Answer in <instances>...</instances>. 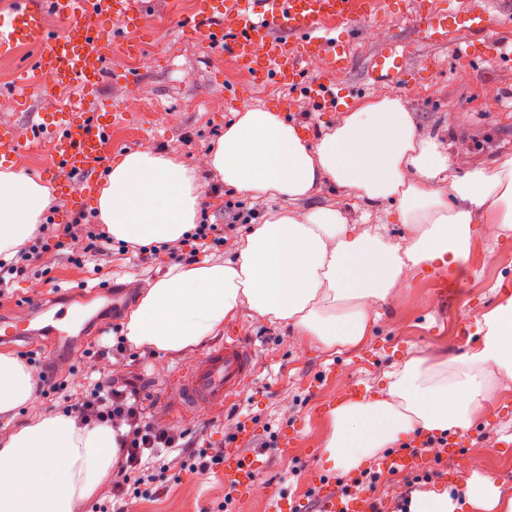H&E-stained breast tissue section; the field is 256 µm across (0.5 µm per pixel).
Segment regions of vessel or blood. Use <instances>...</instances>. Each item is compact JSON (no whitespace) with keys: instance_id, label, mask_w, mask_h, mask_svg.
<instances>
[{"instance_id":"obj_1","label":"vessel or blood","mask_w":512,"mask_h":512,"mask_svg":"<svg viewBox=\"0 0 512 512\" xmlns=\"http://www.w3.org/2000/svg\"><path fill=\"white\" fill-rule=\"evenodd\" d=\"M145 9V0H19L9 11L0 12V55H13L19 47L38 43L40 50L33 66L20 70L15 87L23 93L53 88L82 87V96L67 107L31 123V137L17 140L11 130L0 128V158L12 157L49 142L54 166L72 175L65 189L72 203H79L84 174L100 167L104 147L112 136V115L102 111L92 96L108 74L106 48L121 47L127 54L138 51L128 31L136 29ZM375 0H196L194 18L184 30L203 53L227 51L252 68L255 74L289 85H297L299 63L322 57L325 68L338 70L349 61L348 39L338 28L351 29L375 13ZM53 13L58 29L46 27L44 16ZM407 18L417 32L415 44L450 49L460 60L477 64L483 61L512 60V42L503 40L499 30L502 18L480 5L461 14L434 7L431 0H418ZM121 29H114L113 21ZM268 50L257 57L256 42ZM411 45L389 43L371 59L367 76L373 84L388 85L401 78ZM52 84H45V76ZM44 307L30 305L29 315L18 321L0 318V340L13 343L36 333ZM57 344L70 346L75 325L65 313H55L44 328ZM253 351L240 336H226L196 364L177 371L175 381L183 407H223L235 399L253 371ZM418 435L413 447L391 452L376 459L374 468L384 473L430 472L434 463L425 458L421 447L428 443ZM259 467L258 460L242 448L225 455L222 473L225 481L240 489L248 488ZM366 493L340 495L331 482L321 483L315 499V512H371Z\"/></svg>"}]
</instances>
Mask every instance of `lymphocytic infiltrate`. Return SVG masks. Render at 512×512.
Returning <instances> with one entry per match:
<instances>
[{"label":"lymphocytic infiltrate","mask_w":512,"mask_h":512,"mask_svg":"<svg viewBox=\"0 0 512 512\" xmlns=\"http://www.w3.org/2000/svg\"><path fill=\"white\" fill-rule=\"evenodd\" d=\"M67 234L80 240V248L71 255L75 266L88 261H101L111 254V235L92 224L87 215L75 217L66 227ZM37 387L60 396L62 413L73 416L78 422H100L119 429L120 474L110 492L116 498L135 497L139 494L142 474L154 470H167L166 459L175 454L192 461L196 470L205 472L223 458L219 448L201 446L198 439L189 438L187 431L160 426L136 392L112 385L99 379L94 381L90 395L71 398L65 393V382L52 380L42 365L31 371Z\"/></svg>","instance_id":"1"}]
</instances>
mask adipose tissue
Returning a JSON list of instances; mask_svg holds the SVG:
<instances>
[{"instance_id": "1", "label": "adipose tissue", "mask_w": 512, "mask_h": 512, "mask_svg": "<svg viewBox=\"0 0 512 512\" xmlns=\"http://www.w3.org/2000/svg\"><path fill=\"white\" fill-rule=\"evenodd\" d=\"M204 168L265 213L230 242L224 262L172 265L140 294L124 322L133 347L195 350L243 310L304 342L359 347L371 334L370 309L416 271L467 262L481 215L512 230V154L491 167L451 159L440 136L422 132L394 96L339 113L311 139L280 109L243 108ZM201 169L157 150L124 152L96 190L100 223L134 246L183 240L200 220ZM328 187L357 201L359 221L341 205L317 202ZM50 203L41 181L0 169V258L13 257ZM391 223L410 226L411 242H392ZM479 332L461 358H404L385 373L382 395L332 409L326 463L347 472L416 432L469 429L488 394L512 382V298L484 315ZM35 401L29 368L0 352V414L18 415ZM118 461L110 425L32 416L0 445V512H74L111 481ZM408 512H512V497L474 468L456 491L414 489Z\"/></svg>"}]
</instances>
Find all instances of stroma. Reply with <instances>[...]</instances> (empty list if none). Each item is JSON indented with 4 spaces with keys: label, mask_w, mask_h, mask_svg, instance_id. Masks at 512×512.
I'll use <instances>...</instances> for the list:
<instances>
[{
    "label": "stroma",
    "mask_w": 512,
    "mask_h": 512,
    "mask_svg": "<svg viewBox=\"0 0 512 512\" xmlns=\"http://www.w3.org/2000/svg\"><path fill=\"white\" fill-rule=\"evenodd\" d=\"M194 0H150L137 33L144 45L143 58L130 57L109 48L107 57L112 80L102 84L96 101L113 112L112 140L105 149L106 162L99 175H106L108 163L125 151L152 148L164 151L192 165L201 159L224 133V126L242 107L277 106L292 121L317 131L320 124L333 123L344 107H356L385 95L402 98L416 115L423 131L444 137L450 155L491 164L501 153H512V64L485 63L478 67L453 60L444 50L424 47L409 55V78L394 86L364 89L362 79L369 59L392 39L409 36L402 0H381L373 23L351 32L354 54L340 72L325 70L319 59L303 63L304 88L290 87L256 76L232 54L199 52L191 38H176V21L192 16ZM38 54L34 44L0 58V125L10 126L19 140L29 136V113L58 111L79 95L73 87L52 95L22 100L14 84L22 66L33 63ZM328 80L338 102L322 104L310 92L311 86ZM24 172L46 184L52 205L46 222L71 223L76 211L91 213L90 204L72 207L60 189L69 178L65 170L47 176V152L39 148L14 158ZM202 210L208 223L224 227L225 236L244 232L241 224L225 221L227 205L247 206L246 198L227 193L220 178L211 172L201 175ZM67 249L48 250L35 261L25 278L7 276V289L0 297V315L23 314L22 303L61 296L76 321L96 315L67 353H59L52 338L40 336L10 345L13 354L36 353L49 363L52 374L69 382L67 392L84 395L90 387L85 378L86 349L106 345L104 328L122 327L139 292L174 264L167 250L138 258L136 253L113 250L101 264L86 263L78 268L66 260ZM437 270L417 273L402 289L394 303L375 305L372 334L358 348L328 350L318 344L298 346L290 328L252 322L247 314L231 321L230 329L255 347V367L242 393L224 409L182 413L172 375L195 363V356L156 355L151 364L115 365L112 358L100 359L102 374L115 378L118 386L139 392L152 413L179 430L201 431L214 448H230L237 425L251 429V451L260 461L256 484L249 494L236 495L237 512H271L268 494L283 491L295 500V512H310L317 492V480L352 481L361 469L371 468L364 460L361 469L350 472L328 469L322 461L324 440L329 430V411L341 394L362 387L374 396L392 364L410 355L442 352L463 356L477 339L476 322L507 298L504 283H512V230L496 236L476 233L467 264L449 272L447 301L435 292ZM97 285L110 286L119 296L118 306L103 308L94 293ZM489 414L479 416L469 430L471 443L461 458L445 459L456 474L472 467L493 475L502 493L512 496V447H503L505 431H512V386L499 387L488 401ZM289 433L287 444L266 449L270 435ZM142 495L133 500L130 512H220L229 487L218 470L202 473L172 461L166 476L148 479Z\"/></svg>",
    "instance_id": "1"
}]
</instances>
